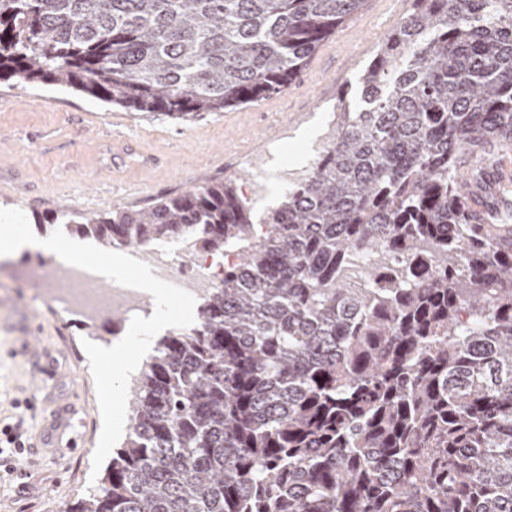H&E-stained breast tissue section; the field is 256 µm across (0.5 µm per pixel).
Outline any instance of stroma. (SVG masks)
<instances>
[{
    "label": "stroma",
    "instance_id": "1",
    "mask_svg": "<svg viewBox=\"0 0 512 512\" xmlns=\"http://www.w3.org/2000/svg\"><path fill=\"white\" fill-rule=\"evenodd\" d=\"M413 0H368L339 23L285 92L221 112L176 119L132 112L48 84L0 83V209H21L33 233L50 236L35 216L141 208L156 199L225 179L237 180L255 215L277 199L252 191L245 174L285 171L314 160L330 141L344 90L357 78ZM50 251H25L0 267V430L23 417L27 449L12 472L0 471V512H63L94 493L92 457L102 430L95 382L83 339L110 344L125 318L55 314L27 287ZM50 376L31 403L33 367Z\"/></svg>",
    "mask_w": 512,
    "mask_h": 512
}]
</instances>
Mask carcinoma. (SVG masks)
Segmentation results:
<instances>
[{
    "instance_id": "cac0c4a2",
    "label": "carcinoma",
    "mask_w": 512,
    "mask_h": 512,
    "mask_svg": "<svg viewBox=\"0 0 512 512\" xmlns=\"http://www.w3.org/2000/svg\"><path fill=\"white\" fill-rule=\"evenodd\" d=\"M365 3L0 0V81L222 112L287 90ZM413 3L261 231L232 179L46 220L228 257L65 512H512V212L474 223L458 174L512 142V0Z\"/></svg>"
}]
</instances>
